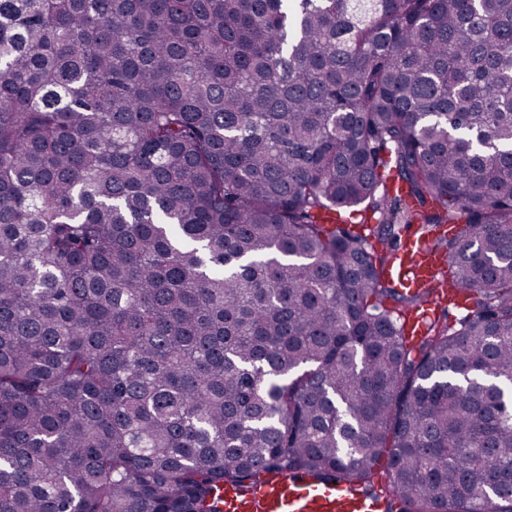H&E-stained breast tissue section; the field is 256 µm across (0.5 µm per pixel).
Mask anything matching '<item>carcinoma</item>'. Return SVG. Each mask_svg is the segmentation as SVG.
Wrapping results in <instances>:
<instances>
[{
    "instance_id": "obj_1",
    "label": "carcinoma",
    "mask_w": 512,
    "mask_h": 512,
    "mask_svg": "<svg viewBox=\"0 0 512 512\" xmlns=\"http://www.w3.org/2000/svg\"><path fill=\"white\" fill-rule=\"evenodd\" d=\"M263 472L512 512V0H0V512ZM442 233L441 229L432 232L424 228L409 235L394 266L393 274L403 287L413 291L418 288H436L437 292L434 303L424 306V310L411 319H404L410 336H421L425 332L428 320L435 316V305L447 302L448 305L459 304L462 301L460 296H448L447 259L434 242Z\"/></svg>"
}]
</instances>
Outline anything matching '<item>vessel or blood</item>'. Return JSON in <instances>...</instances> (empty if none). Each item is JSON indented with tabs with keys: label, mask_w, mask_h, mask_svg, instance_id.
Masks as SVG:
<instances>
[{
	"label": "vessel or blood",
	"mask_w": 512,
	"mask_h": 512,
	"mask_svg": "<svg viewBox=\"0 0 512 512\" xmlns=\"http://www.w3.org/2000/svg\"><path fill=\"white\" fill-rule=\"evenodd\" d=\"M436 234L421 229L409 235L393 274L411 290L432 288L437 301L448 297L447 259ZM379 496L344 483H319L286 472L262 474L250 487L224 489V512H381Z\"/></svg>",
	"instance_id": "vessel-or-blood-1"
}]
</instances>
